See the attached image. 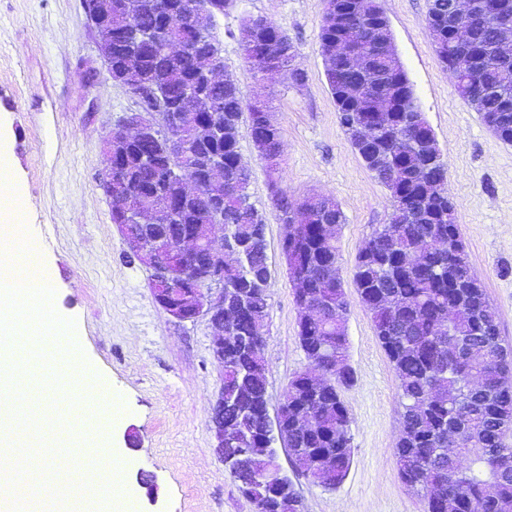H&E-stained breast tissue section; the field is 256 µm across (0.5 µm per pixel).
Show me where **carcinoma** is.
Masks as SVG:
<instances>
[{
    "instance_id": "obj_1",
    "label": "carcinoma",
    "mask_w": 512,
    "mask_h": 512,
    "mask_svg": "<svg viewBox=\"0 0 512 512\" xmlns=\"http://www.w3.org/2000/svg\"><path fill=\"white\" fill-rule=\"evenodd\" d=\"M234 0H112V80L126 86L146 111L173 113L179 123L160 122L145 144L129 143L106 159L112 171V191L122 201L148 205L168 233L179 238H208L211 224L224 225V242L244 244L264 223L250 203V172L238 150L239 126L249 114L251 138L263 142L262 160L270 168L280 157V130L269 121L264 104L253 107L237 83L225 76L208 80L200 64L219 56L213 35L214 10L228 9ZM508 9L479 17L462 55L468 68L456 79L464 100L476 98V111L503 142L512 143V59L501 56L495 41L502 28L512 33V0ZM346 7L348 22L336 23V7ZM453 0H428L427 25L440 61L455 62L450 35L459 19ZM375 0H325L321 55L339 125L360 156L375 150L384 165L373 171L392 202L390 222L376 227L359 252L353 283L372 314L376 336L398 379L403 427L396 446L405 485L428 496L427 512H512V447L505 438L512 430V359L502 348L499 320L480 280L472 273L456 222V206L446 195L425 197V184L446 180L447 163L435 135L419 109L393 36L375 28ZM355 36L358 47L372 59L364 78L378 94L354 105L344 90L358 80L348 60L331 55L336 40ZM244 59L260 72L270 68L293 84L304 73L293 65L295 47L277 25L265 18H248L240 29ZM388 104L395 131L386 133L373 150L362 145L354 126L378 102ZM171 140L190 141V156L174 158L183 177L204 185L191 200L179 183L167 179L160 162ZM219 173L208 178L207 162ZM224 196L220 215L212 210L211 194ZM291 240L283 238L292 276L306 282L295 289L296 303L310 302L342 316L347 300L338 271L335 241L322 234L324 224H343L341 209L329 196L315 195L299 204L274 190ZM208 253L178 261L170 268L172 284L195 281L205 288ZM267 255L241 253L239 264L224 267V401L232 408L224 419L234 422L239 443L225 444L224 455L236 457L231 475L248 476L265 447L264 400L266 367L260 354L264 340L269 278ZM471 307L470 318L448 322V306ZM298 338L307 358L328 376L321 393L309 389L310 376L297 375L280 407L288 422V447L300 448L296 471L310 478L323 473L333 459L336 484L345 479L351 458L347 410L338 386L353 380L347 363L344 325H329L323 314L299 323ZM481 378V393L467 390L468 379ZM304 419L309 428L296 434ZM458 435L453 453L437 452L448 429ZM255 512H275L276 496L251 490Z\"/></svg>"
}]
</instances>
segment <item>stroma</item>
Here are the masks:
<instances>
[{
  "instance_id": "stroma-1",
  "label": "stroma",
  "mask_w": 512,
  "mask_h": 512,
  "mask_svg": "<svg viewBox=\"0 0 512 512\" xmlns=\"http://www.w3.org/2000/svg\"><path fill=\"white\" fill-rule=\"evenodd\" d=\"M380 3L447 163L470 267L512 344V144L458 95L427 28V0ZM324 9V0H236L216 18L227 75L248 98L269 106L281 131L273 169L259 158L248 121L238 136L251 173L250 201L266 223L271 278L261 355L270 411L309 367L272 191L296 202L330 196L346 218L336 228V246L354 371L353 383L338 389L352 437L349 471L326 489L295 474L287 448L278 447V462L304 512H427L424 497L401 480L398 379L352 280L358 252L373 228L388 223L391 206L339 126L320 53ZM252 16L288 35L305 73L302 85L261 76L245 62L239 30ZM97 42L82 0H0V138L10 146L21 193L15 221L34 234L54 272L58 312L75 321L85 363L72 365L71 374L88 368L101 387L98 396L80 399L90 418L82 446L113 476L132 512H255L214 450L211 413L224 379L212 354L216 332L207 317L180 323L155 302L149 269L112 222V201L100 183L103 141L134 103L127 87L112 80ZM141 469L152 475V487L136 483Z\"/></svg>"
}]
</instances>
